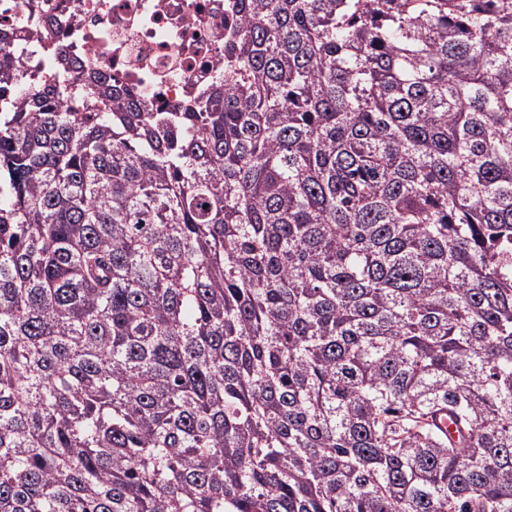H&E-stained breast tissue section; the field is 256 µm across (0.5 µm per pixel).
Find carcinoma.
I'll return each instance as SVG.
<instances>
[{
  "mask_svg": "<svg viewBox=\"0 0 512 512\" xmlns=\"http://www.w3.org/2000/svg\"><path fill=\"white\" fill-rule=\"evenodd\" d=\"M227 12L177 112L0 31V512H512V0ZM14 52L23 55L29 68H31L33 72L38 73V77L41 75L43 79L51 78L50 72L48 73V69L44 63L42 44L35 35L34 38L24 40V42L17 45L14 48Z\"/></svg>",
  "mask_w": 512,
  "mask_h": 512,
  "instance_id": "carcinoma-1",
  "label": "carcinoma"
}]
</instances>
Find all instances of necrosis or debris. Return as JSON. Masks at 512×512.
Instances as JSON below:
<instances>
[{
	"label": "necrosis or debris",
	"instance_id": "1",
	"mask_svg": "<svg viewBox=\"0 0 512 512\" xmlns=\"http://www.w3.org/2000/svg\"><path fill=\"white\" fill-rule=\"evenodd\" d=\"M224 0H0V27L43 22L16 46L47 75L41 37L62 43L58 71L103 76L150 110L173 109L211 85L224 53Z\"/></svg>",
	"mask_w": 512,
	"mask_h": 512
}]
</instances>
